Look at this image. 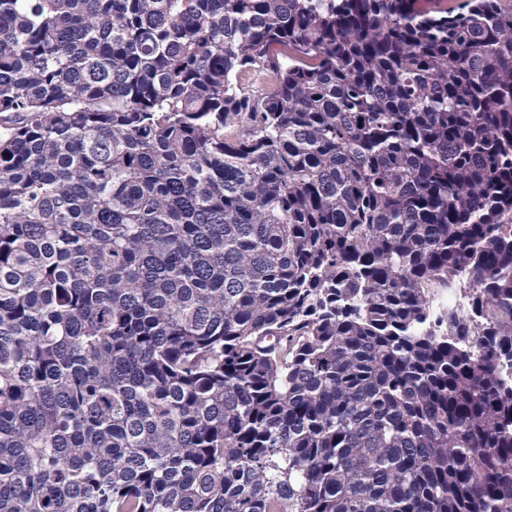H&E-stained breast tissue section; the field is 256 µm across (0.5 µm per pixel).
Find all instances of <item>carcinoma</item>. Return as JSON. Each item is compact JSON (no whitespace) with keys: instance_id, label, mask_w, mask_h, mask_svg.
Masks as SVG:
<instances>
[{"instance_id":"carcinoma-1","label":"carcinoma","mask_w":512,"mask_h":512,"mask_svg":"<svg viewBox=\"0 0 512 512\" xmlns=\"http://www.w3.org/2000/svg\"><path fill=\"white\" fill-rule=\"evenodd\" d=\"M441 2L0 0V512H512V11Z\"/></svg>"}]
</instances>
